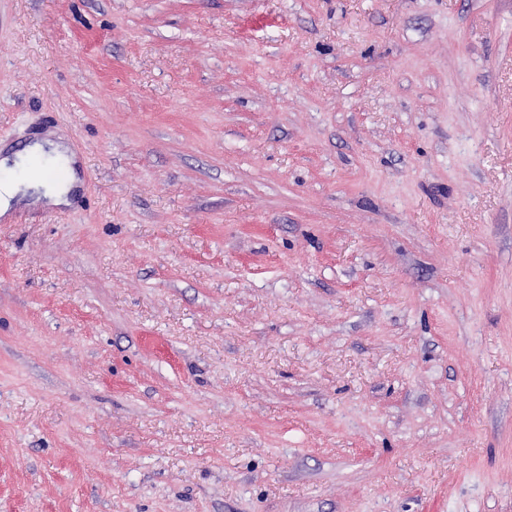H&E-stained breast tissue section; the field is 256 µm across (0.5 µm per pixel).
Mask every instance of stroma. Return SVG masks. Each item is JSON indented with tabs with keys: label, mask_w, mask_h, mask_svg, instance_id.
Instances as JSON below:
<instances>
[{
	"label": "stroma",
	"mask_w": 512,
	"mask_h": 512,
	"mask_svg": "<svg viewBox=\"0 0 512 512\" xmlns=\"http://www.w3.org/2000/svg\"><path fill=\"white\" fill-rule=\"evenodd\" d=\"M0 512H512V0H0ZM53 145L54 147L52 149L45 150L42 145L35 144L34 146L30 147L24 152L17 153L13 161V163L15 164V168L19 166V164L27 158H32L34 161H36L39 159L40 156L43 155H51L54 158L61 160L63 162V165L69 166L70 163H74L73 153L67 145L63 143H53ZM78 179L74 168H70L69 187L62 184H52L44 177L41 182L21 183L12 180H0V216L5 217L16 207L33 206L38 204L62 206L70 203V192L76 188ZM26 184L31 187H42L44 195L38 197H27L20 194V186Z\"/></svg>",
	"instance_id": "stroma-1"
}]
</instances>
